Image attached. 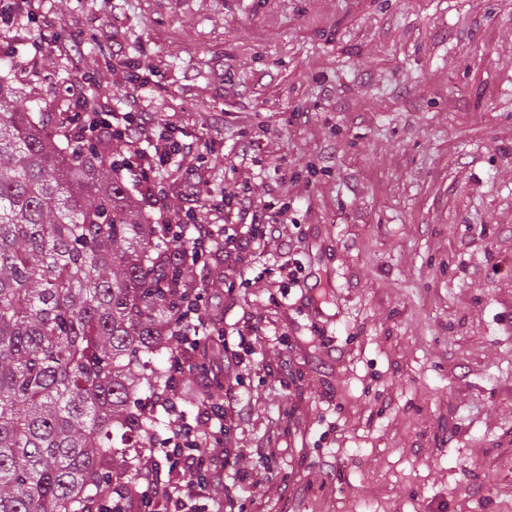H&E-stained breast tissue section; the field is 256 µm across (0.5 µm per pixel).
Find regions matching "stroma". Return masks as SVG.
<instances>
[{"mask_svg":"<svg viewBox=\"0 0 512 512\" xmlns=\"http://www.w3.org/2000/svg\"><path fill=\"white\" fill-rule=\"evenodd\" d=\"M0 37L50 126L135 101L196 150L128 188L199 261L203 377L246 407L194 512H512V0H31ZM40 51H32L33 43ZM288 203L290 242L210 212ZM277 446L271 485L248 483ZM184 218H179L175 224L167 220L168 223H163L164 231L169 241H174L187 249L192 261L200 260L219 245L224 246L225 241L230 242L233 239V234H220L224 224H206L203 219L198 218L195 211L187 210Z\"/></svg>","mask_w":512,"mask_h":512,"instance_id":"1","label":"stroma"}]
</instances>
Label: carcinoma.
Instances as JSON below:
<instances>
[{"instance_id": "cac0c4a2", "label": "carcinoma", "mask_w": 512, "mask_h": 512, "mask_svg": "<svg viewBox=\"0 0 512 512\" xmlns=\"http://www.w3.org/2000/svg\"><path fill=\"white\" fill-rule=\"evenodd\" d=\"M24 94L0 74V512H124L162 452L141 386L163 404L206 372L176 334L192 290L112 144L51 131ZM223 391L202 401L218 413Z\"/></svg>"}]
</instances>
